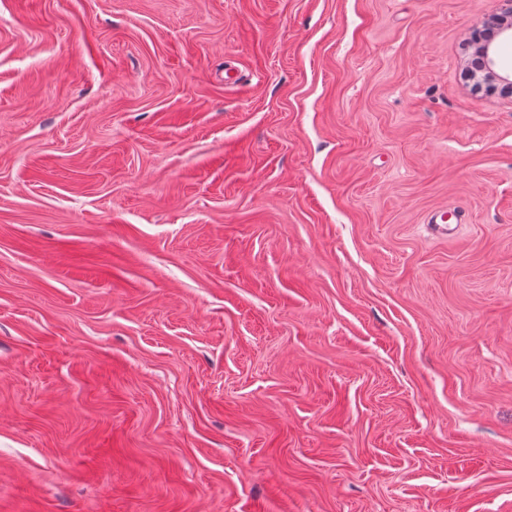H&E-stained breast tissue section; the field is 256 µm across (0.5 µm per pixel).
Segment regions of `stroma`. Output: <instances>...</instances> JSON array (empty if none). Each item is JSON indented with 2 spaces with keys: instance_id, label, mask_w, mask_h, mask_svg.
Returning a JSON list of instances; mask_svg holds the SVG:
<instances>
[{
  "instance_id": "1",
  "label": "stroma",
  "mask_w": 512,
  "mask_h": 512,
  "mask_svg": "<svg viewBox=\"0 0 512 512\" xmlns=\"http://www.w3.org/2000/svg\"><path fill=\"white\" fill-rule=\"evenodd\" d=\"M496 8L0 0V512H512ZM499 18L506 19V23H501L495 27V31L481 34L475 32L471 37V44L475 49V65L481 71L486 80L493 86H499L503 89L512 90V73H500L496 68V48L494 40L497 36L505 35L506 38H512V0H500ZM467 214L464 210H454L453 212L435 213L429 217L428 224H431L432 228L438 234H448L449 231L453 230L452 227L455 224H462L465 222Z\"/></svg>"
}]
</instances>
